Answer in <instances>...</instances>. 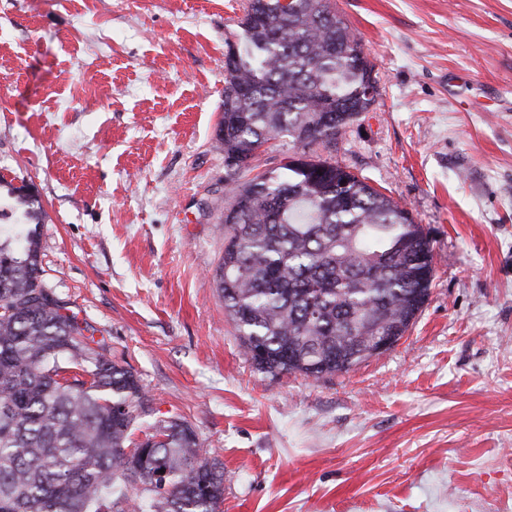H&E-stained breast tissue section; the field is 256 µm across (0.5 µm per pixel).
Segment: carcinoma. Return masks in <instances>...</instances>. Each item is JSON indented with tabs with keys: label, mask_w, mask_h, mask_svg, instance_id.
<instances>
[{
	"label": "carcinoma",
	"mask_w": 512,
	"mask_h": 512,
	"mask_svg": "<svg viewBox=\"0 0 512 512\" xmlns=\"http://www.w3.org/2000/svg\"><path fill=\"white\" fill-rule=\"evenodd\" d=\"M224 63V256L214 279L245 355L274 375L347 373L368 337L406 332L434 253L410 212L330 151L377 93L332 0H248ZM287 138L294 155L255 164ZM29 221L41 206L15 193ZM41 282L37 229L0 239V512H220L224 467L182 418L152 414L142 380Z\"/></svg>",
	"instance_id": "carcinoma-1"
}]
</instances>
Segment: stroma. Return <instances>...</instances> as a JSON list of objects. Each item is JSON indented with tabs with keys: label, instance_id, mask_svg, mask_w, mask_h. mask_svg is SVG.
I'll use <instances>...</instances> for the list:
<instances>
[{
	"label": "stroma",
	"instance_id": "35a3bbf8",
	"mask_svg": "<svg viewBox=\"0 0 512 512\" xmlns=\"http://www.w3.org/2000/svg\"><path fill=\"white\" fill-rule=\"evenodd\" d=\"M377 81L333 159L404 205L431 294L315 379L245 356L224 254L226 40L245 0H0V231L224 466L222 512H512V0H334Z\"/></svg>",
	"mask_w": 512,
	"mask_h": 512
}]
</instances>
